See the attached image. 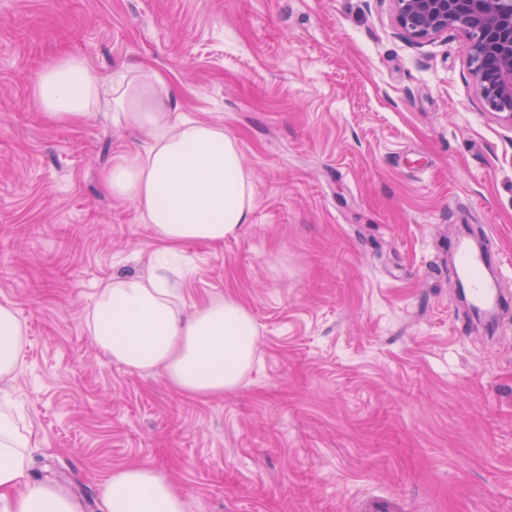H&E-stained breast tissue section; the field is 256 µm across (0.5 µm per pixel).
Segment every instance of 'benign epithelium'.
Masks as SVG:
<instances>
[{"instance_id":"7a95c632","label":"benign epithelium","mask_w":512,"mask_h":512,"mask_svg":"<svg viewBox=\"0 0 512 512\" xmlns=\"http://www.w3.org/2000/svg\"><path fill=\"white\" fill-rule=\"evenodd\" d=\"M391 17L410 42L464 34L472 85L489 112L512 122V0H388Z\"/></svg>"}]
</instances>
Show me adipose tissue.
Masks as SVG:
<instances>
[{
    "mask_svg": "<svg viewBox=\"0 0 512 512\" xmlns=\"http://www.w3.org/2000/svg\"><path fill=\"white\" fill-rule=\"evenodd\" d=\"M52 121L74 124L108 101L149 142L112 160L106 185L131 201L150 225L160 262L146 274L118 277L102 289L87 326L95 344L129 370H163L178 393L209 398L236 389L256 353V321L232 296L186 310L167 256L186 242L221 243L241 235L253 209L236 141L222 126L185 116L167 82L140 70L103 78L87 62L67 56L45 65L34 89ZM22 325L0 304V379L21 365ZM30 440L7 406H0V495L14 496L13 512H81L57 484L23 485ZM106 512H186L184 495L156 469L129 465L99 486Z\"/></svg>",
    "mask_w": 512,
    "mask_h": 512,
    "instance_id": "obj_1",
    "label": "adipose tissue"
}]
</instances>
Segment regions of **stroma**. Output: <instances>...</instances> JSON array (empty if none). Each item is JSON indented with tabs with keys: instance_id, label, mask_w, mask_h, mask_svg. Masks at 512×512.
Wrapping results in <instances>:
<instances>
[{
	"instance_id": "35a3bbf8",
	"label": "stroma",
	"mask_w": 512,
	"mask_h": 512,
	"mask_svg": "<svg viewBox=\"0 0 512 512\" xmlns=\"http://www.w3.org/2000/svg\"><path fill=\"white\" fill-rule=\"evenodd\" d=\"M464 37L416 45L387 0H0V304L24 331L1 388L32 440L28 478L105 512L100 482L145 464L187 512H512V312L469 327L448 241L477 224L512 298V123L485 111ZM154 69L187 116L223 125L251 222L190 242L184 297L252 312L257 355L207 399L98 349L87 320L157 244L104 181L144 149L112 113L46 119L44 65Z\"/></svg>"
}]
</instances>
